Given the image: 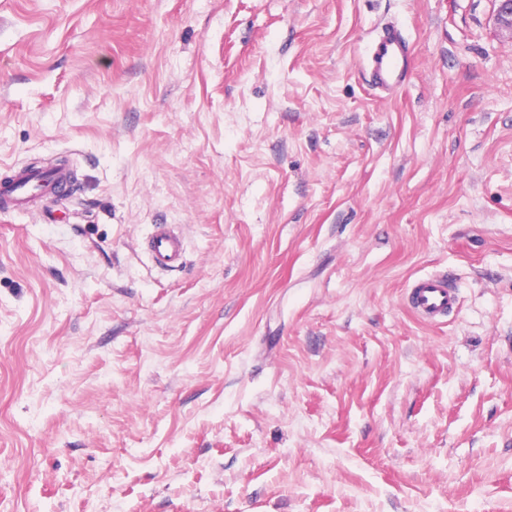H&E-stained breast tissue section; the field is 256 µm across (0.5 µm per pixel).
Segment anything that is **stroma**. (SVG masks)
<instances>
[{
	"label": "stroma",
	"instance_id": "35a3bbf8",
	"mask_svg": "<svg viewBox=\"0 0 512 512\" xmlns=\"http://www.w3.org/2000/svg\"><path fill=\"white\" fill-rule=\"evenodd\" d=\"M494 0H0V512H512ZM408 38L380 97L378 29ZM175 224L185 261L154 268ZM444 273L459 313L408 310ZM366 65L368 81L375 91L391 95L403 86L411 71L412 56L402 30L392 25L382 28L372 41ZM12 175L0 182V215L22 213L36 198H52L69 179L66 165L47 170H31L25 167L12 169ZM152 264L159 270L172 271L183 264L185 242L182 234L171 224L153 225L148 242Z\"/></svg>",
	"mask_w": 512,
	"mask_h": 512
}]
</instances>
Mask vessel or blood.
Returning a JSON list of instances; mask_svg holds the SVG:
<instances>
[{"label": "vessel or blood", "instance_id": "obj_1", "mask_svg": "<svg viewBox=\"0 0 512 512\" xmlns=\"http://www.w3.org/2000/svg\"><path fill=\"white\" fill-rule=\"evenodd\" d=\"M411 66L410 43L402 30L392 25L382 28L372 41L367 59L371 87L385 95L393 94L405 84ZM69 177L64 165L47 170L13 168L11 177L0 182V215L22 213L34 198L53 197ZM148 251L157 269L175 270L184 260V238L172 225H154ZM409 301L412 311L431 324L440 322L458 306V296L447 276L435 273L416 278Z\"/></svg>", "mask_w": 512, "mask_h": 512}]
</instances>
